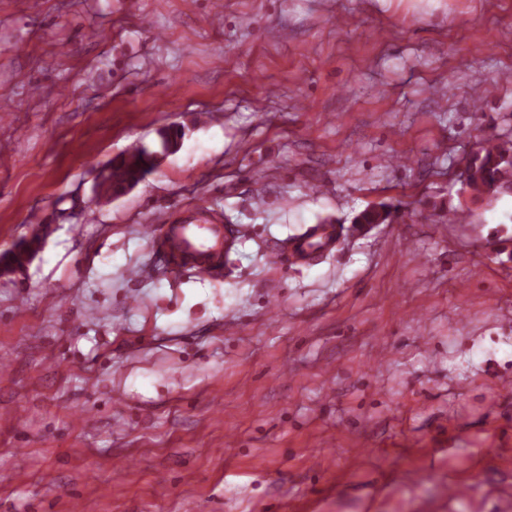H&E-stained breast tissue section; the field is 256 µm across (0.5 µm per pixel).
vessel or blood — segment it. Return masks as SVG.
<instances>
[{"label":"vessel or blood","instance_id":"1","mask_svg":"<svg viewBox=\"0 0 512 512\" xmlns=\"http://www.w3.org/2000/svg\"><path fill=\"white\" fill-rule=\"evenodd\" d=\"M154 230L164 237L166 255L182 260L185 268L201 277L210 275L216 261L228 260L245 234L244 228L225 223L222 215L212 210H194L180 219L169 210L156 211ZM335 242L334 225L312 224L286 250L275 254L274 260L299 266L314 254L330 250Z\"/></svg>","mask_w":512,"mask_h":512}]
</instances>
